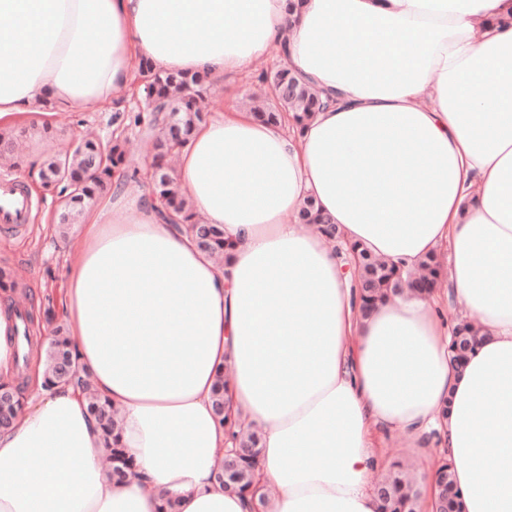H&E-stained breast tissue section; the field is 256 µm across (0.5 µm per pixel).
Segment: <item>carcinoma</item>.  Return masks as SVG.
Instances as JSON below:
<instances>
[{"label":"carcinoma","mask_w":512,"mask_h":512,"mask_svg":"<svg viewBox=\"0 0 512 512\" xmlns=\"http://www.w3.org/2000/svg\"><path fill=\"white\" fill-rule=\"evenodd\" d=\"M139 76L144 110L137 112L128 126L140 129L152 139V167L155 173L152 194L159 203V211L168 220L173 212L185 215L182 225L192 234L198 247L220 256L230 246L224 239V229L217 224H201L192 219L189 203L179 182L167 168V158L187 142L197 124L206 121V115L197 107L205 78L161 73L147 62L139 65ZM260 81L264 85V92L254 99L253 112L267 122H277L288 111L300 112L306 117L320 106L316 91L299 81L285 64L273 72L262 74ZM124 161L125 136L116 130L104 142L80 140L67 153L48 154L41 159L43 185L64 191L61 206L66 218L57 225L59 234L67 235L72 226L78 223L83 209L94 203L98 188L112 182ZM298 216L316 225L326 236H337L336 225L325 222L313 200L302 203ZM351 251L357 256L358 298L366 315L372 312L378 301L389 295L410 293L421 298L429 295L436 278L442 273V262L437 255L425 257L416 270L404 271L356 245L351 247ZM41 310L45 322L52 326L53 334L48 347L44 349L45 387L76 385L89 389L88 373L80 365L68 327L55 323L53 305L47 304ZM479 333L478 326L467 320L459 321L453 329V337L468 343L470 354L475 351ZM14 338L18 356L22 360L43 345L28 326L23 333H15ZM23 392L20 382L0 384V430L13 426L23 409ZM213 404L215 414L224 427L231 432L238 431L239 447L249 449L245 454L224 457V490L246 492L253 484L252 467L254 459L260 454V436L254 430L241 428L239 419L231 414L224 400L222 375L218 377ZM88 410L97 421L109 451V475L122 478L134 475V462L120 446L117 412L92 392L88 393ZM434 472L436 495L433 512H461L459 492L448 460L442 458L437 461ZM377 494L382 502V512H419L422 508V492L399 460L387 467L377 484Z\"/></svg>","instance_id":"1"}]
</instances>
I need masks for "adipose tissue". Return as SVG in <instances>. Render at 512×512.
<instances>
[{
    "label": "adipose tissue",
    "mask_w": 512,
    "mask_h": 512,
    "mask_svg": "<svg viewBox=\"0 0 512 512\" xmlns=\"http://www.w3.org/2000/svg\"><path fill=\"white\" fill-rule=\"evenodd\" d=\"M0 0V128L93 112L149 60L218 80L277 55L328 105L298 126L216 113L179 152L191 210L234 244L215 260L113 184L71 247L63 314L94 391L117 410L135 477L111 479L83 392L45 388L0 432V512H252L214 470L230 443L218 371L260 434L272 512H380L381 436L414 447L437 421L463 512H512V0ZM412 268L446 256L448 285L362 316L358 288L314 227ZM484 337L464 366L440 318ZM0 301V381L17 369ZM438 422V421H437ZM298 217H302L307 223L306 224H314L317 226V229L323 232L329 238H336L337 229L335 224H327L324 218L315 208V203L312 199H307L304 201L300 207Z\"/></svg>",
    "instance_id": "obj_1"
}]
</instances>
